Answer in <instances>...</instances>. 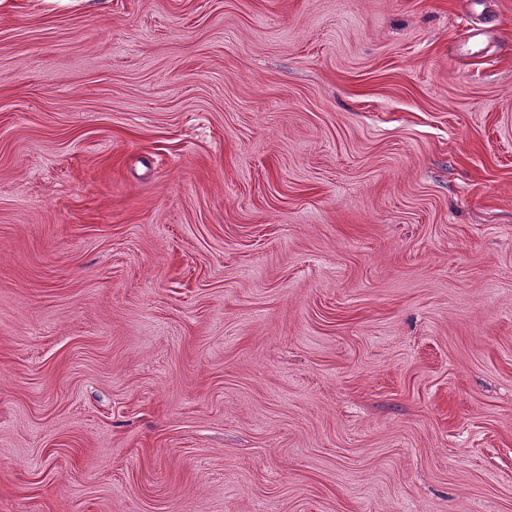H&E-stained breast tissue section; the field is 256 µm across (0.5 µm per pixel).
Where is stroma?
<instances>
[{
    "instance_id": "1",
    "label": "stroma",
    "mask_w": 512,
    "mask_h": 512,
    "mask_svg": "<svg viewBox=\"0 0 512 512\" xmlns=\"http://www.w3.org/2000/svg\"><path fill=\"white\" fill-rule=\"evenodd\" d=\"M0 512H512V0H0Z\"/></svg>"
}]
</instances>
